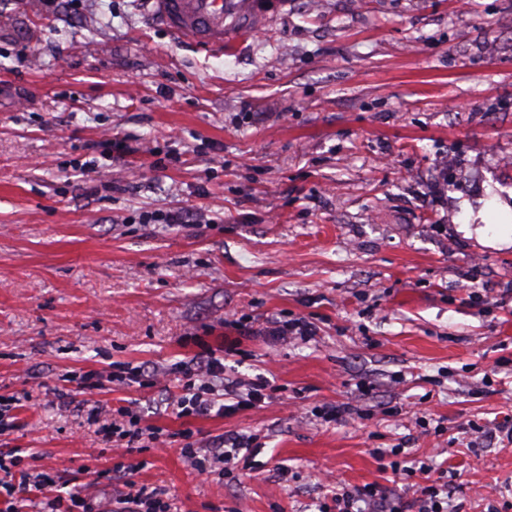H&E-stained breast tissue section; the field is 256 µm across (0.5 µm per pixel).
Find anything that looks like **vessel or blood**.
Here are the masks:
<instances>
[{"instance_id":"vessel-or-blood-1","label":"vessel or blood","mask_w":512,"mask_h":512,"mask_svg":"<svg viewBox=\"0 0 512 512\" xmlns=\"http://www.w3.org/2000/svg\"><path fill=\"white\" fill-rule=\"evenodd\" d=\"M152 17L174 39L212 56L266 23L260 0H150Z\"/></svg>"}]
</instances>
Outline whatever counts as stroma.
Returning <instances> with one entry per match:
<instances>
[{"mask_svg":"<svg viewBox=\"0 0 512 512\" xmlns=\"http://www.w3.org/2000/svg\"><path fill=\"white\" fill-rule=\"evenodd\" d=\"M262 9L213 57L147 0H0V479L115 512L103 434L126 407L255 437L239 483L175 443L133 454L177 512H323L330 477L412 502L375 448L433 465L450 512L512 502V445L490 437L512 418V246L460 230L512 209V0ZM177 208L210 223H161ZM298 318L314 338L274 337ZM205 346L271 402L177 418L174 371ZM117 364L158 375L77 392Z\"/></svg>","mask_w":512,"mask_h":512,"instance_id":"obj_1","label":"stroma"}]
</instances>
